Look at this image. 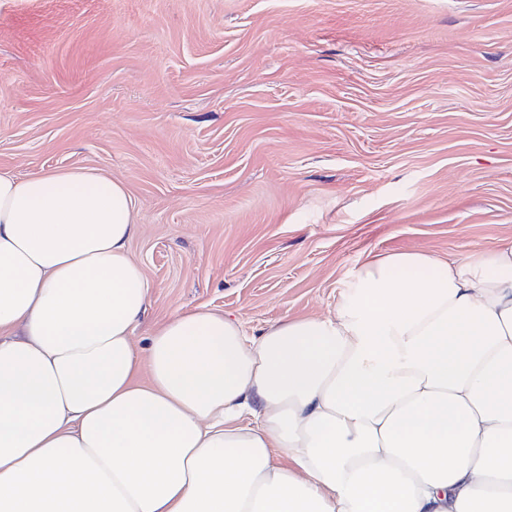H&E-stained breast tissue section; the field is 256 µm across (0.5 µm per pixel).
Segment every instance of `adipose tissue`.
Here are the masks:
<instances>
[{
    "instance_id": "1",
    "label": "adipose tissue",
    "mask_w": 512,
    "mask_h": 512,
    "mask_svg": "<svg viewBox=\"0 0 512 512\" xmlns=\"http://www.w3.org/2000/svg\"><path fill=\"white\" fill-rule=\"evenodd\" d=\"M125 185L0 171V512H512V240L367 262L325 315L150 284Z\"/></svg>"
}]
</instances>
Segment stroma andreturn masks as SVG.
<instances>
[{"instance_id": "stroma-1", "label": "stroma", "mask_w": 512, "mask_h": 512, "mask_svg": "<svg viewBox=\"0 0 512 512\" xmlns=\"http://www.w3.org/2000/svg\"><path fill=\"white\" fill-rule=\"evenodd\" d=\"M135 200L133 342L332 310L369 259L512 239V0H0V170Z\"/></svg>"}]
</instances>
